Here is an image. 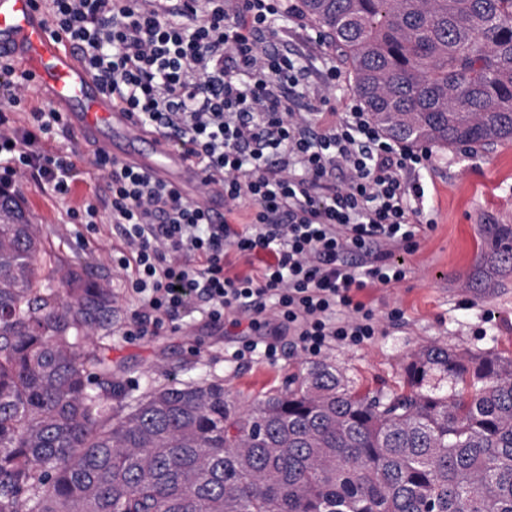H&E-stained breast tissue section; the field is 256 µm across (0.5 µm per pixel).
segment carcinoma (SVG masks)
I'll return each instance as SVG.
<instances>
[{
  "mask_svg": "<svg viewBox=\"0 0 512 512\" xmlns=\"http://www.w3.org/2000/svg\"><path fill=\"white\" fill-rule=\"evenodd\" d=\"M300 2L388 137L512 140V0ZM487 236L497 288L512 225ZM111 315L0 195V512H512L511 356L426 346L371 397L321 362L248 405L210 375L131 394L90 342Z\"/></svg>",
  "mask_w": 512,
  "mask_h": 512,
  "instance_id": "cac0c4a2",
  "label": "carcinoma"
}]
</instances>
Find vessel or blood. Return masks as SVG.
I'll use <instances>...</instances> for the list:
<instances>
[{
	"label": "vessel or blood",
	"mask_w": 512,
	"mask_h": 512,
	"mask_svg": "<svg viewBox=\"0 0 512 512\" xmlns=\"http://www.w3.org/2000/svg\"><path fill=\"white\" fill-rule=\"evenodd\" d=\"M0 57L22 63L67 127L94 150L223 210V196L204 194L199 170L181 149L113 103L64 39L52 34L34 0H0Z\"/></svg>",
	"instance_id": "1"
}]
</instances>
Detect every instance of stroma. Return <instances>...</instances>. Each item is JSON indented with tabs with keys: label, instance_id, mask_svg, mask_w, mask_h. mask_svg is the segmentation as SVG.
Returning a JSON list of instances; mask_svg holds the SVG:
<instances>
[{
	"label": "stroma",
	"instance_id": "obj_1",
	"mask_svg": "<svg viewBox=\"0 0 512 512\" xmlns=\"http://www.w3.org/2000/svg\"><path fill=\"white\" fill-rule=\"evenodd\" d=\"M55 144L72 151L80 171L71 195L52 196L31 177L16 183L10 193L63 259L86 271L97 287L113 292L116 313L107 344L113 364L124 369L126 390L148 377L170 384L207 370L223 378L229 394L248 402L297 373L303 358L289 348L275 361L225 359L224 346L238 341L237 330L210 326L197 317L184 318L159 336L124 339L125 276L108 259L120 245L117 232L107 223L87 230L71 223L67 214L87 196L103 193L105 184L90 173V151L73 132L59 131ZM421 182L433 230L404 254L402 281L373 285L361 293L381 318L382 333L357 346L333 348L322 357L364 394L399 389L411 354L433 342L512 356V275L501 288L480 291L468 283L481 255L489 251L487 225L512 224V141L434 148L433 163L422 172Z\"/></svg>",
	"mask_w": 512,
	"mask_h": 512
}]
</instances>
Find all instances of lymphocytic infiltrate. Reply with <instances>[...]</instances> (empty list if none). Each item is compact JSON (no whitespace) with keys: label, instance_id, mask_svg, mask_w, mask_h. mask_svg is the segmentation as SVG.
<instances>
[{"label":"lymphocytic infiltrate","instance_id":"f902f5d3","mask_svg":"<svg viewBox=\"0 0 512 512\" xmlns=\"http://www.w3.org/2000/svg\"><path fill=\"white\" fill-rule=\"evenodd\" d=\"M64 37L117 105L186 150L204 200L95 153L105 192L68 215L95 229L99 216L122 241L130 317L122 334L159 335L200 315L231 318L247 341L231 359L270 360L283 339L306 357L357 346L380 331L360 291L400 282L397 255L427 231L421 170L431 149L387 137L357 102L331 105L335 62H302L284 46L290 19L310 44L323 37L288 0H41ZM55 109L16 124L0 113V191L33 176L69 195L78 171L67 149H44L63 129ZM269 253L259 272L250 265Z\"/></svg>","mask_w":512,"mask_h":512}]
</instances>
